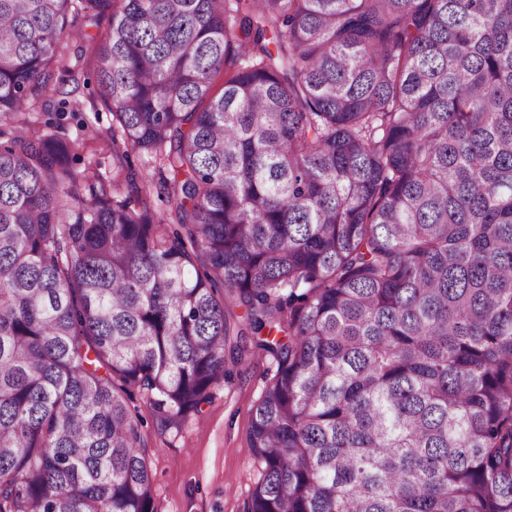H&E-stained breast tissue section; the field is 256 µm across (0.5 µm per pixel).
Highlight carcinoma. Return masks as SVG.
<instances>
[{
  "mask_svg": "<svg viewBox=\"0 0 512 512\" xmlns=\"http://www.w3.org/2000/svg\"><path fill=\"white\" fill-rule=\"evenodd\" d=\"M109 4L134 200L28 131ZM255 354L244 512H512V0H0V512H157ZM123 178L127 173L135 174L136 182L142 184L154 182L157 183L159 175L152 166H147L143 157L135 154H130L128 159L124 162Z\"/></svg>",
  "mask_w": 512,
  "mask_h": 512,
  "instance_id": "cac0c4a2",
  "label": "carcinoma"
}]
</instances>
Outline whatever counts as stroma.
<instances>
[{"mask_svg": "<svg viewBox=\"0 0 512 512\" xmlns=\"http://www.w3.org/2000/svg\"><path fill=\"white\" fill-rule=\"evenodd\" d=\"M110 19L107 10L70 14L67 70L55 75L53 91L35 108L47 131L70 140L76 173L106 180L115 166L112 107L99 93L92 51ZM275 370L271 358L246 359L177 433L159 430L149 407L139 405L158 512H243L259 479L247 438L251 414Z\"/></svg>", "mask_w": 512, "mask_h": 512, "instance_id": "obj_1", "label": "stroma"}]
</instances>
